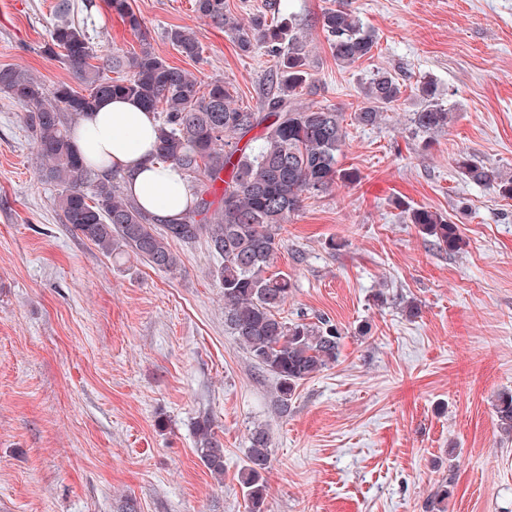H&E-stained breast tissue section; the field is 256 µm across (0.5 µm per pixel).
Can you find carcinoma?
<instances>
[{
  "instance_id": "cac0c4a2",
  "label": "carcinoma",
  "mask_w": 512,
  "mask_h": 512,
  "mask_svg": "<svg viewBox=\"0 0 512 512\" xmlns=\"http://www.w3.org/2000/svg\"><path fill=\"white\" fill-rule=\"evenodd\" d=\"M107 8L131 30L141 33L140 53L128 57L112 51L100 65L90 38L80 27L63 23L50 33L42 54L63 60L78 87L61 82L47 89L27 70L0 68V92L25 108L24 123L40 158L39 177L58 187L59 215L69 230L96 245L103 253L133 256L165 271L181 262L172 242L205 241L220 259L215 270L224 289V324L247 351L254 364L276 381L274 406L288 413L301 382L336 364L342 334L337 325L319 317L287 321L280 308L288 300L292 281L277 268L280 230L305 199L329 190L338 180L353 181L356 174L338 167L347 137L343 113L331 107L303 106L295 99L310 79L303 40L293 20L269 21L263 15L243 25L224 11V0H195V9L214 24L231 31L241 51L256 48L279 57L275 71L279 93L267 100V111L237 107L229 86L221 79L204 84L193 73L172 66L157 55L130 0H105ZM321 27L336 62L351 65L372 55L377 39L339 2L326 10ZM168 39L189 59L200 56L196 36L172 29ZM399 79L379 70L365 87L366 103L354 120L373 126L382 109L402 98ZM428 105L413 113L417 132L429 135L450 122L451 113L432 101L436 85L419 83ZM114 96L132 98L158 114L156 158L177 166L190 180L194 206L179 222L158 227L152 217L123 190L124 177L102 174L87 165L74 150L71 128L81 115ZM260 135L244 147L239 140L256 127ZM457 168L471 182L512 199V176L462 154ZM406 221L432 245L461 249L458 225L441 212L407 208ZM204 217V221L196 217ZM498 427L512 434V392L497 396ZM195 451L209 472L224 475V443L208 418L195 423ZM269 433L258 426L239 482L249 512H266L270 468Z\"/></svg>"
}]
</instances>
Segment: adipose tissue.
I'll use <instances>...</instances> for the list:
<instances>
[{"label":"adipose tissue","mask_w":512,"mask_h":512,"mask_svg":"<svg viewBox=\"0 0 512 512\" xmlns=\"http://www.w3.org/2000/svg\"><path fill=\"white\" fill-rule=\"evenodd\" d=\"M156 119L138 102L108 98L80 120L72 134L78 155L99 170L126 177V191L147 212L173 221L188 210L187 185L171 164L154 156Z\"/></svg>","instance_id":"ef3b65f1"}]
</instances>
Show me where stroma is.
<instances>
[{
    "mask_svg": "<svg viewBox=\"0 0 512 512\" xmlns=\"http://www.w3.org/2000/svg\"><path fill=\"white\" fill-rule=\"evenodd\" d=\"M273 1L304 29L298 100L343 113L339 166L359 175L306 199L281 233L293 283L281 314L335 323L338 362L278 415L274 378L224 323L205 242L174 243L182 263L169 272L72 235L22 108L0 93V512H246L239 472L259 426L267 512H426L443 483L444 512H512V436L495 413L512 391V200L456 167L465 153L512 175V0H349L378 37L352 65L336 63L320 24L336 0ZM130 2L171 65L224 80L253 112L275 93L274 56L240 51L194 0ZM64 21L98 56L141 48L104 0H0V67L73 82L40 52ZM178 27L198 59L168 41ZM379 68L402 77L403 96L363 126L353 114ZM429 77L453 118L425 137L411 114ZM421 206L458 225L460 251L405 222ZM205 416L224 443L220 480L195 451ZM167 37L181 55L189 59L199 58L200 44L193 33L183 29H171Z\"/></svg>",
    "mask_w": 512,
    "mask_h": 512,
    "instance_id": "stroma-1",
    "label": "stroma"
}]
</instances>
